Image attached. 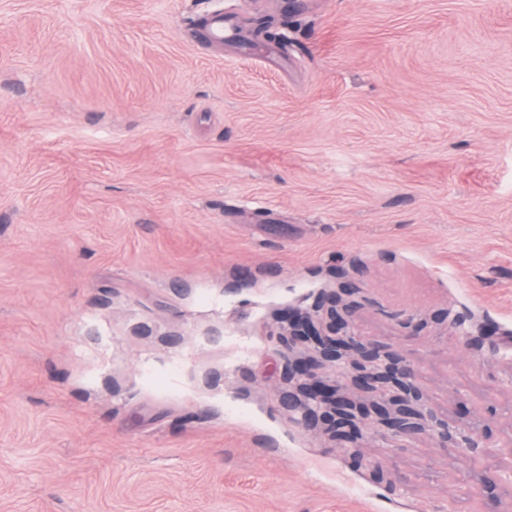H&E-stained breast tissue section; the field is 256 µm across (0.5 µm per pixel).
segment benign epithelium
I'll return each instance as SVG.
<instances>
[{
    "instance_id": "7a95c632",
    "label": "benign epithelium",
    "mask_w": 512,
    "mask_h": 512,
    "mask_svg": "<svg viewBox=\"0 0 512 512\" xmlns=\"http://www.w3.org/2000/svg\"><path fill=\"white\" fill-rule=\"evenodd\" d=\"M337 286L319 293L305 309H288L276 319V353L281 379L292 386L288 410L297 422L320 430L335 447H362L364 431L375 429L399 447L423 438L447 450L448 459L474 461L480 469L467 470L462 487L475 486L481 499L479 512H508L512 504V423H499L497 407L489 405L478 416L479 428L461 426L439 415L418 385L417 366L400 351L363 340L354 332L361 288L345 273ZM446 324L454 336L467 337V346L483 350V326L449 308L430 320L404 314L403 328L417 336L428 322ZM448 400L460 407L470 404L468 387H448Z\"/></svg>"
}]
</instances>
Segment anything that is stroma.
<instances>
[{"label":"stroma","instance_id":"obj_1","mask_svg":"<svg viewBox=\"0 0 512 512\" xmlns=\"http://www.w3.org/2000/svg\"><path fill=\"white\" fill-rule=\"evenodd\" d=\"M340 271L438 413L512 405V0H0V512H478L281 404L275 317ZM446 307L492 345L397 322ZM199 27L208 36L211 43H224V38L233 37V29L224 20L221 13H212L199 22Z\"/></svg>","mask_w":512,"mask_h":512}]
</instances>
